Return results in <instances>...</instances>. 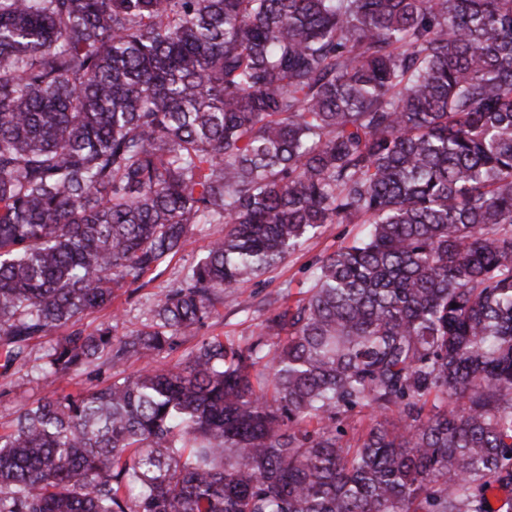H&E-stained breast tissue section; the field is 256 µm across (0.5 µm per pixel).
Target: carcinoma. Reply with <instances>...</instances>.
<instances>
[{
	"instance_id": "1",
	"label": "carcinoma",
	"mask_w": 512,
	"mask_h": 512,
	"mask_svg": "<svg viewBox=\"0 0 512 512\" xmlns=\"http://www.w3.org/2000/svg\"><path fill=\"white\" fill-rule=\"evenodd\" d=\"M201 224L142 328H75ZM327 224L255 339L162 362ZM63 327L0 512H512V0H0V369Z\"/></svg>"
}]
</instances>
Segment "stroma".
<instances>
[{
	"mask_svg": "<svg viewBox=\"0 0 512 512\" xmlns=\"http://www.w3.org/2000/svg\"><path fill=\"white\" fill-rule=\"evenodd\" d=\"M223 230V225L209 224L203 231L191 234L183 249L171 259L161 275L141 290L118 293L110 307L83 318L79 323L80 328L89 333L100 324L113 323L121 335L141 328L162 290L181 279L205 253L210 239ZM362 230L359 224L325 225L321 234L305 241L283 263L225 295L223 305L218 306L211 319L187 332L181 348L168 356V364L185 362L191 349L210 336L219 335L240 344L258 336L267 303L285 296L299 298L311 279L316 262L352 240ZM57 337V332L53 331L32 339L27 360L16 363L7 375H0V430L11 424L22 407L47 393V382L38 369L39 358Z\"/></svg>",
	"mask_w": 512,
	"mask_h": 512,
	"instance_id": "obj_1",
	"label": "stroma"
}]
</instances>
